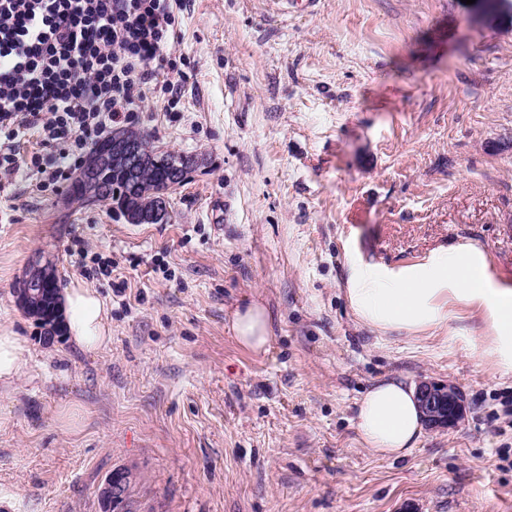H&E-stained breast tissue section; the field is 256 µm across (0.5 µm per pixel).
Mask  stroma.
<instances>
[{
	"label": "stroma",
	"instance_id": "obj_1",
	"mask_svg": "<svg viewBox=\"0 0 512 512\" xmlns=\"http://www.w3.org/2000/svg\"><path fill=\"white\" fill-rule=\"evenodd\" d=\"M172 65L127 128L194 158L167 224L68 202L36 178L0 186V325L25 364L0 385V512H512V372L482 358V312L428 331L360 320L353 272H397L475 244L512 289V10L464 0H184ZM49 254L91 288L112 342L47 339L13 294ZM111 276H89L93 257ZM260 301L265 351L231 316ZM449 383L453 429L402 459L361 443L376 382ZM112 477L111 491L108 496L101 492V503L103 504L104 512H112L115 508L121 505L128 494L129 488L132 484L133 477L130 479L128 471L118 470L111 473L104 481V486L110 482ZM102 488V489H103Z\"/></svg>",
	"mask_w": 512,
	"mask_h": 512
}]
</instances>
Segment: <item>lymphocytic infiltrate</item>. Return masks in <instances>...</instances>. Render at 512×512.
Masks as SVG:
<instances>
[{
  "mask_svg": "<svg viewBox=\"0 0 512 512\" xmlns=\"http://www.w3.org/2000/svg\"><path fill=\"white\" fill-rule=\"evenodd\" d=\"M182 0H0V175L57 184L159 79ZM30 131L53 149L20 158Z\"/></svg>",
  "mask_w": 512,
  "mask_h": 512,
  "instance_id": "lymphocytic-infiltrate-1",
  "label": "lymphocytic infiltrate"
}]
</instances>
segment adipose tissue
Returning a JSON list of instances; mask_svg holds the SVG:
<instances>
[{
  "instance_id": "adipose-tissue-1",
  "label": "adipose tissue",
  "mask_w": 512,
  "mask_h": 512,
  "mask_svg": "<svg viewBox=\"0 0 512 512\" xmlns=\"http://www.w3.org/2000/svg\"><path fill=\"white\" fill-rule=\"evenodd\" d=\"M487 266L485 253L467 244L396 274H353L348 297L362 321L384 328L422 331L436 327L449 301L478 309L491 332L485 356L512 372V289L496 285ZM64 303L72 343L88 352L109 345L107 312L94 290L67 289ZM231 329L244 347L263 350L271 333L269 314L262 304L251 302L234 312ZM356 428L374 452L390 458L407 456L425 429L415 386L403 379L373 385L360 401Z\"/></svg>"
}]
</instances>
